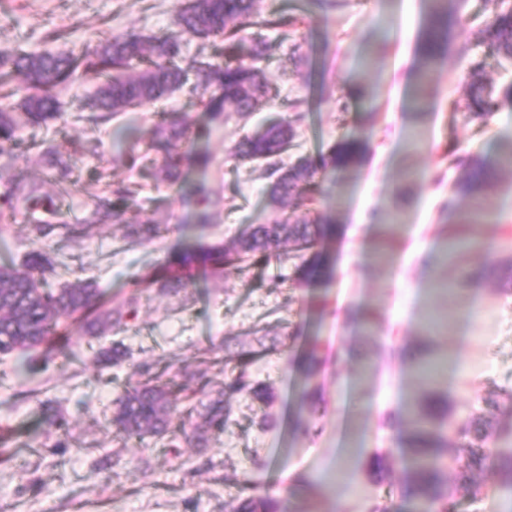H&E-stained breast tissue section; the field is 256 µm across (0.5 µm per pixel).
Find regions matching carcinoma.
<instances>
[{"label":"carcinoma","mask_w":512,"mask_h":512,"mask_svg":"<svg viewBox=\"0 0 512 512\" xmlns=\"http://www.w3.org/2000/svg\"><path fill=\"white\" fill-rule=\"evenodd\" d=\"M257 0H183L177 7L173 25L178 33H186L203 42L220 40L211 55L196 54L179 64L181 42L177 33L161 37L137 33L114 34L92 51L55 53L17 50L0 58V158L11 159L16 144V131L23 123L41 125L64 118L56 89L80 77L99 79L91 99L85 104L93 124L109 115L129 112L141 105L172 96L187 85L202 86L208 95L200 104L211 120L221 122L231 109L243 116L271 104L268 83L255 66L266 56L269 46L262 38L244 42L241 36L256 14ZM448 13L433 10L419 35V70L427 71L442 56L448 45ZM484 39L496 54L512 58V13L500 15L485 31ZM495 107L482 84L470 88L466 108L474 116ZM300 120L276 121L266 128L248 134L233 147L242 162H262L274 178L270 201L277 207L266 224H250L241 231L231 247L211 245L185 253L181 260L155 269L143 278L145 287L160 290L185 286L181 271L192 265L209 266L226 274L238 272L243 264L258 259L266 264L293 262L291 279L306 284L317 279L322 258L317 248L326 236L336 234L332 224H310L298 218L279 214L288 202L321 201L324 198L316 177L326 171L341 173L353 168L364 152L363 144L351 138L333 143L327 152L301 156L283 168L276 158L292 146L293 125ZM210 128L190 130L180 115L163 117L147 137L144 147H133L122 153L125 165L147 173L155 186L177 184L189 160L183 146L190 139L208 137ZM454 163L467 170L462 191L476 195L491 177L479 161L457 156ZM60 194H69L75 183L68 169H58L50 176ZM142 186L132 181L112 183L110 197L99 199L83 224H63L68 234H80L108 217L114 224L128 228L127 237L136 241L154 237L158 222L142 206H135ZM37 188L21 181L0 195V214L15 215L18 204L36 199ZM202 206L198 223H211L209 208L215 204L211 189L204 182L193 187ZM46 253L30 251L22 263L0 265V355L30 352L48 342L61 320L70 319L89 336H101L135 315L136 298L130 297L113 307L99 302V289L90 281L78 279L63 288L51 290L43 286L37 272L45 270ZM162 367L127 390L119 399L111 423L124 437L142 440L168 433L176 413L172 402L174 388L165 378ZM247 387L244 371L229 381H222L216 394L206 403L190 404L184 413L201 420L199 439L207 433L224 432V395ZM445 402L426 396L413 413L409 444L413 451L407 492L415 502V512H448L454 496L469 491L466 483L448 488V468L443 448L448 441L445 428ZM234 512H282L280 501L257 484L241 482Z\"/></svg>","instance_id":"1"}]
</instances>
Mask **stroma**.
<instances>
[{
    "label": "stroma",
    "instance_id": "1",
    "mask_svg": "<svg viewBox=\"0 0 512 512\" xmlns=\"http://www.w3.org/2000/svg\"><path fill=\"white\" fill-rule=\"evenodd\" d=\"M178 2L152 0L147 10L141 0H0V53L19 46L79 52L112 32L159 33L170 28ZM443 5L458 23L424 82L427 106L420 112L409 102L419 82L422 0H339L333 8L258 0L261 15L300 20L285 36L249 30L269 44L260 68L272 106L212 125L182 92L92 126L74 119L95 90L83 81L60 94L72 121L20 129L0 192L9 179H22L38 184L49 205L0 218V264L41 247L53 265L48 287L92 280L113 301L136 297L137 307L114 334L61 330L55 341L66 346L69 364L54 356L32 372L25 356H0V426L35 430L34 451L9 448L0 456V512H232L245 478L283 499L286 512H368L375 500L389 512H412L405 406L427 393L448 404V458L457 455L458 430L472 426L490 436L481 464L464 476L447 471L448 484L463 478L477 490L458 497L454 512H512V485L499 461L502 446L512 443V167L500 163L512 148V62L490 59L483 37L500 13L512 11V0ZM63 28L65 40L46 44L47 32ZM474 83L496 89L497 104L483 118L450 107ZM167 112L211 127L207 138L187 144L210 155L209 167L183 172L222 199L209 228L197 227L183 190L149 184L141 196L161 225L152 241L128 243L122 226L109 221L71 238L40 236L43 224L81 223L104 183L130 179L112 146L113 130L131 122L147 133ZM298 112L303 118L284 164L327 152L343 137L365 146L352 170L323 177L326 204L287 209L338 227L323 245L321 281L283 280L270 263L207 278L194 269L186 287L165 295L140 287L186 247L228 246L245 225L267 220L273 208L266 173L239 162L231 148L268 119ZM48 145L71 163L84 192L56 196L45 179ZM455 153L490 169L478 196L462 191ZM392 204L400 219L390 231L384 213ZM461 225L472 247L444 253V237ZM258 330L267 350L247 373L261 393L226 395L228 421L206 445L196 443L195 418L178 419L173 448L155 437L122 440L110 425L119 398L147 365H166L183 394L208 400L199 378L212 372L211 358L233 373L238 342H250ZM116 342L123 359L99 367L95 351ZM435 358L448 366L423 382L415 362ZM46 399L65 428L41 416ZM64 429L83 450L57 447ZM376 453L385 457L379 468Z\"/></svg>",
    "mask_w": 512,
    "mask_h": 512
}]
</instances>
